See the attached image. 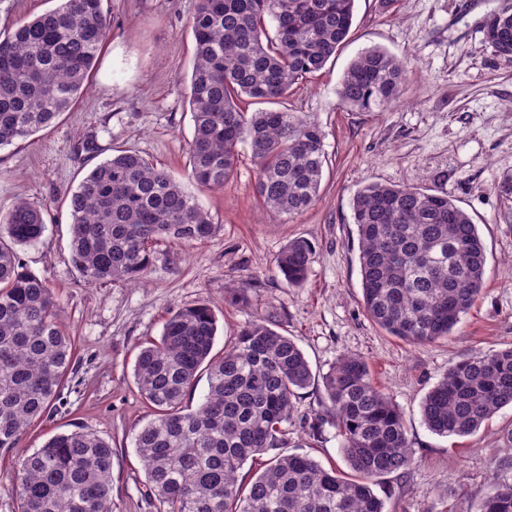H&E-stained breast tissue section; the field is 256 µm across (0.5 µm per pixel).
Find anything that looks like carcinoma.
Masks as SVG:
<instances>
[{"instance_id": "obj_1", "label": "carcinoma", "mask_w": 512, "mask_h": 512, "mask_svg": "<svg viewBox=\"0 0 512 512\" xmlns=\"http://www.w3.org/2000/svg\"><path fill=\"white\" fill-rule=\"evenodd\" d=\"M354 11L355 0H198L193 181L223 188L246 143L266 210L291 216L313 205L326 162L320 125L286 110L249 114L239 102L287 97L336 55ZM111 28L102 0H60L0 39V147L50 127L86 93ZM484 31L497 53L512 56V0H500ZM407 70V60L368 49L348 66L339 99L352 109L388 106L402 98ZM69 206L71 259L87 284L139 280L158 242L193 244L221 229L168 171L124 150L81 179ZM352 211L367 315L411 344L450 336L485 281V247L470 216L446 195L378 182L354 192ZM45 230L44 209L27 201L0 214V448L17 447L73 367L50 282L17 255L16 247L36 243ZM313 259L312 244L294 239L275 267L298 287ZM216 335L209 305L173 309L160 339L135 361L149 407L135 448L164 512H385L372 482L407 473L414 455L401 411L365 360L344 354L322 376L350 479L308 454L278 452L313 373L276 320L249 323L219 356L212 354ZM202 370L208 393L192 409ZM509 404L512 347L452 365L425 395L421 416L432 433L462 437ZM247 462L260 468L244 485L239 470ZM14 479L19 512H112V446L93 432L53 436L22 456ZM477 512H512V483L493 480Z\"/></svg>"}]
</instances>
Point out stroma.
I'll list each match as a JSON object with an SVG mask.
<instances>
[{
  "label": "stroma",
  "instance_id": "1",
  "mask_svg": "<svg viewBox=\"0 0 512 512\" xmlns=\"http://www.w3.org/2000/svg\"><path fill=\"white\" fill-rule=\"evenodd\" d=\"M497 0H356L348 39L324 68L293 87L282 110L315 118L325 132L319 196L302 214H263L258 167L239 145L223 189L188 176L193 135L189 84L197 0H103L112 32L91 87L52 127L0 148V212L24 199L47 208L41 239L18 249L49 279L75 346L74 369L52 409L0 450V512H19L13 473L22 452L78 429L112 446V512H163L147 492L134 437L149 410L133 368L143 343L159 338L170 310L206 302L218 319L215 351L241 328L273 316L323 374L346 353L402 412L414 463L375 485L386 512H475L492 479H511L512 406L471 435L444 437L423 423L425 394L457 361L512 346V57L487 42L483 21ZM380 47L408 59L400 103L363 112L337 94L349 63ZM92 142L95 153L83 152ZM131 150L165 167L221 229L189 246L161 243L141 283L86 284L71 260L68 196L96 164ZM369 182L415 185L447 195L477 225L486 246L483 290L454 333L411 345L387 335L363 305L351 198ZM296 238L315 256L303 286L288 287L275 259ZM248 297L224 300L226 286ZM321 382L303 390L288 425L289 453L348 472Z\"/></svg>",
  "mask_w": 512,
  "mask_h": 512
}]
</instances>
